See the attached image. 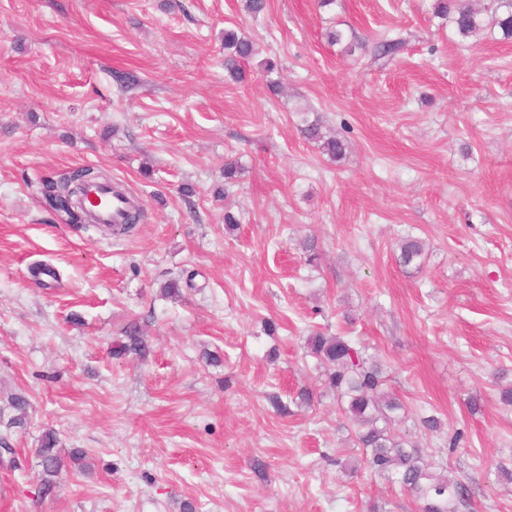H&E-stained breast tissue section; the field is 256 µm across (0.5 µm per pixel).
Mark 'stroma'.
Wrapping results in <instances>:
<instances>
[{
	"mask_svg": "<svg viewBox=\"0 0 512 512\" xmlns=\"http://www.w3.org/2000/svg\"><path fill=\"white\" fill-rule=\"evenodd\" d=\"M432 4L0 0V512H421L344 472L362 450L315 330L383 365L406 405L394 431L467 486L459 512H512V39H460ZM233 26L259 46L240 83ZM382 38L398 50L378 55ZM314 120L344 159L303 137ZM82 165L138 198L134 233L45 206L41 179ZM407 236L420 268L398 262ZM133 324L144 351L113 356ZM15 394L30 406L10 429ZM50 428L90 467L44 496ZM257 52L254 41L239 28L224 30V69L235 82L245 79L244 64Z\"/></svg>",
	"mask_w": 512,
	"mask_h": 512,
	"instance_id": "obj_1",
	"label": "stroma"
}]
</instances>
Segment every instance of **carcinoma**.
Masks as SVG:
<instances>
[{"label":"carcinoma","mask_w":512,"mask_h":512,"mask_svg":"<svg viewBox=\"0 0 512 512\" xmlns=\"http://www.w3.org/2000/svg\"><path fill=\"white\" fill-rule=\"evenodd\" d=\"M434 13L445 17L452 24L456 35L462 39L475 36L487 27H497L507 39H512V0H487L477 7L474 0H434ZM257 52L254 41L239 29H224V69L228 77L241 82L245 79L244 64ZM304 136L320 143L322 151L330 159L340 161L345 157L344 141L323 139L320 124L306 125ZM98 170L82 166L65 174L60 181L46 180L41 186V195L49 208L66 220H75L69 209L66 192L71 185L92 179ZM398 262L403 267L416 265L424 253L423 241L408 237L402 240ZM127 342L115 349L117 354L141 352L144 345L135 326L125 330ZM310 353L327 368L329 385L336 396L346 403V412L359 425L356 439L358 447L366 449L362 467L409 491L423 504V512H458L459 505L466 501L467 486L426 463L422 451L416 444L391 431L395 415L404 410V403L387 389L386 376L382 368L366 354L365 346L349 336H328L315 331L307 339ZM11 408L17 412L8 426L22 423L28 400L21 394L10 399ZM57 433L46 430L37 448L41 460L42 474L40 494L46 496L55 487V478L65 463L78 471L87 468L86 452L76 449L64 461L58 450Z\"/></svg>","instance_id":"carcinoma-1"}]
</instances>
